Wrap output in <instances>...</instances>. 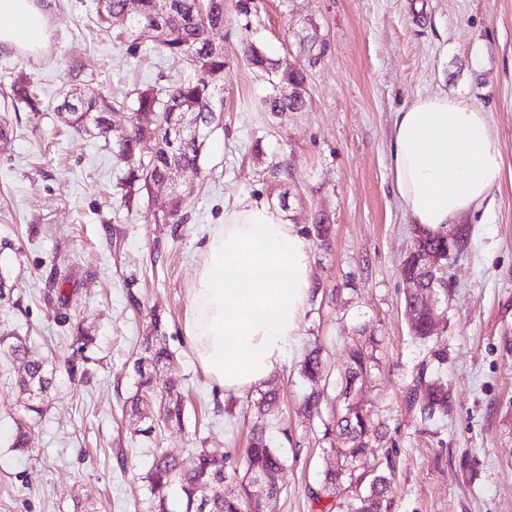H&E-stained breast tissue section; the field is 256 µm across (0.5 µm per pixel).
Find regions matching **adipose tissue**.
I'll return each instance as SVG.
<instances>
[{"label":"adipose tissue","instance_id":"1","mask_svg":"<svg viewBox=\"0 0 512 512\" xmlns=\"http://www.w3.org/2000/svg\"><path fill=\"white\" fill-rule=\"evenodd\" d=\"M48 37L39 0H0V46L39 50ZM395 190L412 224L437 234L466 223L502 170L490 114L432 93L396 115ZM184 331L199 366L225 396L262 385L292 357L312 296L301 226L267 204L226 212L200 249Z\"/></svg>","mask_w":512,"mask_h":512}]
</instances>
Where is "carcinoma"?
<instances>
[{
	"label": "carcinoma",
	"instance_id": "obj_1",
	"mask_svg": "<svg viewBox=\"0 0 512 512\" xmlns=\"http://www.w3.org/2000/svg\"><path fill=\"white\" fill-rule=\"evenodd\" d=\"M226 0H140L138 15L125 17V0H97V16L101 30L116 40L136 43L140 30L155 26L162 35L155 38L156 48L169 62L188 66L189 72L178 71L163 83L146 85L131 94L112 96L105 89L86 85L81 96L71 99L66 120L71 129L79 134L97 132L107 137L109 114L120 110H132L135 117L151 114L157 124L146 129L139 123L131 125L127 136L116 140L112 153L117 160L121 176L116 188L123 206L130 207L141 199L153 196L162 186L170 185L172 175L182 169H199L206 141L219 127L224 108L221 92L224 89V50L213 46L209 38L212 29L224 26ZM317 35L299 37L301 59L283 62L273 59L258 45L244 47L243 55L251 68L270 85V93L260 101V109L274 115L297 112L305 105L306 84L309 68L321 58L313 54ZM14 110L24 106L30 112L40 111L37 88L17 77L9 86ZM155 141L154 153L141 154L140 143L145 136ZM170 211L162 214L166 224H183L187 215L183 212L186 195L178 191L171 198ZM415 313L411 331L415 338L427 341L434 336L432 319L419 309L417 302L405 299V313ZM76 331L78 350L83 351L94 343L92 330L70 314L62 316ZM0 336H7L6 344H0V364L13 363L25 358L26 338L7 328L0 329ZM139 360L164 368L172 358L161 321H151L150 333L143 338ZM350 366L342 380L340 395L344 408L334 424L346 447L338 449L336 465L324 470V477L317 488L309 489L310 498L322 506V512H388L391 507V471L393 464L386 460L387 471L374 476L368 486L362 479L356 480L355 494L351 501L341 504L334 499L336 482L354 468L364 453V437L369 431V415L363 413L356 401L358 380L366 373L364 353L357 347L350 350ZM56 365L46 360H32L29 368L17 381L20 391L30 384L41 385L53 378ZM139 377L135 393L127 398L131 416L138 418L154 400L160 402L159 422L165 427H183L185 409L181 393L161 382L151 371L136 370ZM300 374L314 384L323 378L321 348H312L300 363ZM407 405L424 420L436 414L448 412V389L428 376L423 367L408 389ZM279 416V395L269 388L261 393L259 423L254 425L248 447L240 458L226 455L217 458L206 448L193 451L190 469L181 462L155 449L148 469L142 474L149 493L150 512H172L176 503L181 512H188L191 503L209 494L207 512H258L265 497H277L282 488L278 473L285 466L280 449L273 446L269 434L271 420ZM33 445L31 428L20 423L13 447L25 451ZM330 499L323 504V498Z\"/></svg>",
	"mask_w": 512,
	"mask_h": 512
}]
</instances>
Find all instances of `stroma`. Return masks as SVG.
I'll return each instance as SVG.
<instances>
[{"instance_id": "1", "label": "stroma", "mask_w": 512, "mask_h": 512, "mask_svg": "<svg viewBox=\"0 0 512 512\" xmlns=\"http://www.w3.org/2000/svg\"><path fill=\"white\" fill-rule=\"evenodd\" d=\"M50 38L42 52L0 47V86L23 74L41 90L39 113L14 119L0 151V277L20 308H0V328L27 336L36 358L67 356L74 332L61 311L93 327L89 378L58 368L35 446H12L24 401L17 368L0 365V512H148L140 475L152 449L180 458L190 449L242 455L258 391L227 397L202 374L184 334L188 289L199 250L225 210L246 202L278 206L287 222L331 226L327 244L311 243V279L319 287L303 317L296 353L275 375L280 396L275 447L287 462L272 512H318L308 491L335 462L338 435L325 426L343 403L339 386L347 346L371 356L358 400L372 430L358 471L372 477L385 456L395 463L391 512H512V0H251L250 16L230 11L211 38L224 48L222 126L206 144L201 171H183L189 189L184 224L155 222L159 200L120 207L119 172L103 140L67 128L58 112L78 86L74 64L92 69L106 90L155 83L169 65L100 32L97 0H43ZM317 34L324 54L312 68L307 105L276 119L261 111L267 86L245 64L242 47L261 44L272 58L294 60L299 35ZM442 92L491 112L503 170L493 204L464 225L467 242L448 261L447 289L430 299L435 334L420 343L404 313L401 267L414 226L390 166L396 112L418 95ZM288 164L275 184L262 175L272 159ZM70 283L67 308L50 287L54 269ZM160 315L174 359L164 377L185 404L183 429L150 441L131 433L126 398L152 315ZM322 347L326 379L309 385L298 364ZM432 369L448 386V412L422 420L407 389L433 352ZM318 392V414L302 403Z\"/></svg>"}]
</instances>
